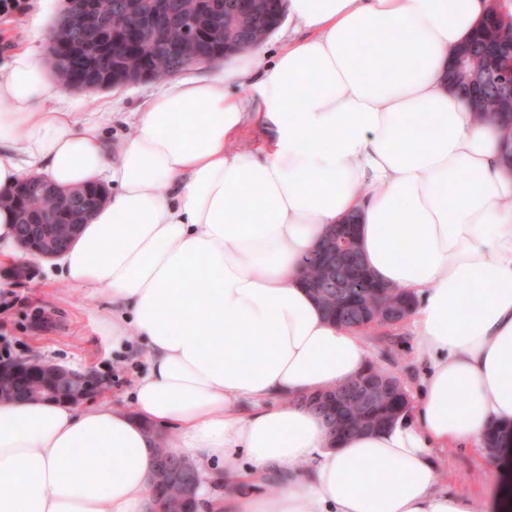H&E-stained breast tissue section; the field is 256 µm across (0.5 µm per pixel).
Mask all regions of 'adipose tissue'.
Here are the masks:
<instances>
[{"label": "adipose tissue", "instance_id": "obj_1", "mask_svg": "<svg viewBox=\"0 0 512 512\" xmlns=\"http://www.w3.org/2000/svg\"><path fill=\"white\" fill-rule=\"evenodd\" d=\"M287 9L301 36L170 82L116 150L96 101L54 106L34 48L0 71V195L28 173L110 184L56 262L106 301L113 347L140 336L148 361L126 408L0 401V512H160L152 425L200 468L202 512H486L435 486V451L512 423V168L499 121L444 77L487 15L512 24V0ZM353 213L372 274L417 300L424 375L406 415L333 445L297 400L348 383L369 350L324 318L300 261Z\"/></svg>", "mask_w": 512, "mask_h": 512}]
</instances>
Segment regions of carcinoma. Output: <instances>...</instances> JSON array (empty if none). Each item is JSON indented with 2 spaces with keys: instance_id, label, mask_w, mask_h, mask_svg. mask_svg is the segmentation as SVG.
Instances as JSON below:
<instances>
[{
  "instance_id": "1",
  "label": "carcinoma",
  "mask_w": 512,
  "mask_h": 512,
  "mask_svg": "<svg viewBox=\"0 0 512 512\" xmlns=\"http://www.w3.org/2000/svg\"><path fill=\"white\" fill-rule=\"evenodd\" d=\"M158 0H94V7L86 20V26L94 28L100 24H112V55L104 63L112 74L120 72H144L153 81H162L191 68L177 52V47L195 36L197 51L212 61L224 59V46H238L243 50L263 44L274 32L280 18L286 16V0H210L208 8L200 10V0H167L170 10L169 25L163 38L156 42L136 35L135 16L152 9ZM511 33L493 16L486 17L473 37L463 47L472 49L469 62L471 74L483 79L480 105L474 107L478 119L493 114L503 123L504 141L512 140V114L499 106L502 95L500 80L494 61L485 49L499 40L500 34ZM55 75L60 83L93 89L106 80L99 65H81L73 60L69 52L60 49ZM100 189L84 187L66 196H55L43 192L34 184H24L7 196H0V204H6L16 214L17 223L30 225L33 237L40 239L50 231L58 235L68 232V224L76 221L80 214L99 203ZM302 283L317 303L325 318L342 327H352L348 317L347 296L357 290H365L366 302L380 303L392 299L411 310L414 299L403 289L386 285L367 272L365 285L343 278L334 263L318 261L309 255L303 260ZM396 409L389 399L380 400L371 411L358 406L354 397H347L341 405V421L345 425L360 426L366 422L376 424V429L386 426V419ZM512 439V427H491L486 434V447L495 457ZM153 485L162 487L172 497L180 495L178 486L170 482L164 470H154Z\"/></svg>"
}]
</instances>
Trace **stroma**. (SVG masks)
<instances>
[{
	"label": "stroma",
	"mask_w": 512,
	"mask_h": 512,
	"mask_svg": "<svg viewBox=\"0 0 512 512\" xmlns=\"http://www.w3.org/2000/svg\"><path fill=\"white\" fill-rule=\"evenodd\" d=\"M63 5L64 0H36L26 15L0 17V66L23 45L46 51L50 27ZM163 88V83L150 81L94 94L114 114L104 129L112 146H120L134 133L132 125L124 121V113L144 107ZM94 95L64 90L56 104L83 112ZM17 262L26 267L27 277L15 281L9 300L0 299V341L10 343L14 357L41 359L96 374L103 381L102 396L114 405L128 406L133 385L147 368L145 344L132 336L125 349L113 348L102 322L106 303L99 295L70 289L52 261L23 253ZM365 339L373 364L387 368L408 392H415L422 368L415 360L407 323L369 326ZM437 457L434 478L439 488L465 492L490 504L500 495L512 493V454L499 461L498 474L492 480L484 477L481 458L467 449H442Z\"/></svg>",
	"instance_id": "stroma-1"
}]
</instances>
